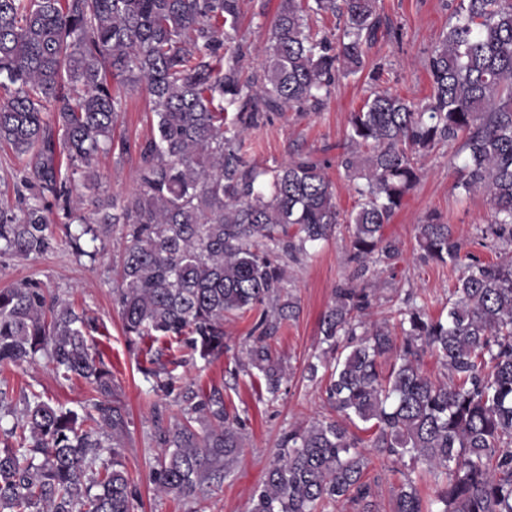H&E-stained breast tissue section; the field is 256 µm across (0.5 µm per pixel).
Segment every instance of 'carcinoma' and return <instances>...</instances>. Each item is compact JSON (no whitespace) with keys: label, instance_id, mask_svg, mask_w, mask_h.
Instances as JSON below:
<instances>
[{"label":"carcinoma","instance_id":"carcinoma-1","mask_svg":"<svg viewBox=\"0 0 512 512\" xmlns=\"http://www.w3.org/2000/svg\"><path fill=\"white\" fill-rule=\"evenodd\" d=\"M241 2L0 0V144L34 189L18 209L0 208V251L51 250L55 211L90 258L121 227L114 293L126 335L186 336L207 360L224 353V318L259 310L239 364L274 401L288 372L266 340L299 313L285 261L302 262L345 225L353 273L334 288L326 348L307 365L312 380L328 372L332 415L281 437L249 512H377L370 452L407 467L391 512H512V262L465 251L430 213L417 225L420 250L459 271L446 316H429L408 292L366 320L374 281L400 257L384 226L423 178L419 157L439 144L455 146L458 195L481 191L491 204L483 237L512 247V0H457L428 57L426 104L381 90L350 114L336 156L358 196L350 213L311 154L259 168L243 139L269 112L322 109L338 75L364 69L382 26L378 0H281L261 72L246 79ZM313 14L336 27L312 32ZM113 79L149 94L153 133L139 146L137 190L87 217L76 186H95L98 153L127 151L113 135ZM92 328L37 281L0 289V371L42 354L90 394L79 411L24 395L0 447V512H134L119 451L127 414ZM427 351L444 379L423 371ZM180 398L182 420L157 427L150 482L157 495L194 499L230 470L245 421L218 390L186 386Z\"/></svg>","mask_w":512,"mask_h":512}]
</instances>
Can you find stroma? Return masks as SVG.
Listing matches in <instances>:
<instances>
[{
    "label": "stroma",
    "mask_w": 512,
    "mask_h": 512,
    "mask_svg": "<svg viewBox=\"0 0 512 512\" xmlns=\"http://www.w3.org/2000/svg\"><path fill=\"white\" fill-rule=\"evenodd\" d=\"M279 4L280 0H243L238 28L251 46L242 62L244 75H251L262 65L268 26ZM378 4L383 33L367 51V72L339 77L327 105L320 111L291 109L271 113L260 127L248 131L245 141L250 161L262 168L287 161L297 152H310L326 160L336 203L345 212L354 210L357 198L335 160L336 145L344 139L350 112L380 88L418 104L426 102L430 94L427 57L448 27L454 2L378 0ZM151 109L144 90L123 92L114 136L127 141L129 149L122 155L112 152L97 156L94 167L98 184L85 194L86 210H93L95 203L121 199L136 190L139 146L153 130ZM451 153V148L443 145L422 158L423 179L385 229L388 236L400 242L401 256L377 284L372 298L373 318H382L411 289L426 295L431 316L443 312L455 275L422 257L416 226L429 212L440 213L467 242L469 250L482 259L512 261V248L499 250L483 242L481 230L491 216L486 196L476 193L457 200L452 190L454 172L448 163ZM53 231L56 245L44 255H0V288L25 280L39 281L60 302L93 320L95 329L90 341L111 368L128 413L121 455L138 493L136 512H248L251 493L263 481L282 435L329 412L324 385L309 380L306 366L320 348L321 317L332 300V290L352 272L344 230H337L302 264L288 268L285 287L297 299L300 313L297 319L284 322L269 341L274 355L290 372L286 390L274 401L254 377L240 372L237 365L240 351L252 342L250 333L258 312L226 322L224 352L208 361L191 355L176 339L129 341L113 296V279L121 259L120 233H113L106 250L90 258L76 255L66 245L64 224H54ZM171 360L176 363L174 392L153 391L152 380L143 374L144 367L153 361L165 364ZM189 383L206 392L219 390L226 405L245 419L243 448L221 486L208 488L195 499L159 497L150 482V471L160 454L155 432L179 418L177 392ZM32 389L51 403L73 409L80 408L89 397L82 380L63 379L42 358L26 371L8 373L6 383L0 385L9 407L17 414L23 409L24 393Z\"/></svg>",
    "instance_id": "35a3bbf8"
}]
</instances>
